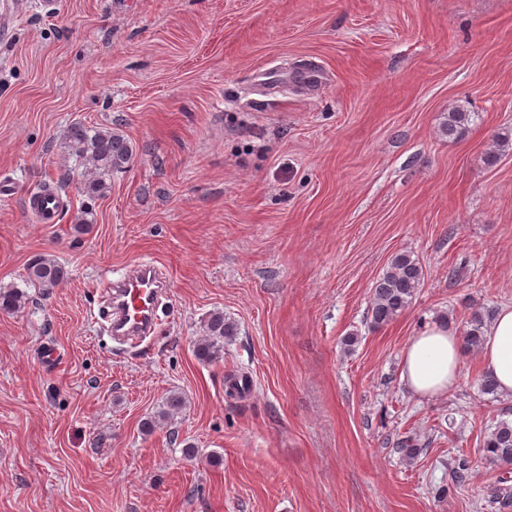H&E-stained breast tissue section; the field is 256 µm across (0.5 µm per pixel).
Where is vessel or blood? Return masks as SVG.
I'll return each mask as SVG.
<instances>
[{
    "mask_svg": "<svg viewBox=\"0 0 512 512\" xmlns=\"http://www.w3.org/2000/svg\"><path fill=\"white\" fill-rule=\"evenodd\" d=\"M58 194L39 195L33 212L40 223H52L59 209ZM166 286L157 267L143 262L120 277L107 280L103 293L110 309L112 333L143 339L155 329L156 309Z\"/></svg>",
    "mask_w": 512,
    "mask_h": 512,
    "instance_id": "b4317fda",
    "label": "vessel or blood"
}]
</instances>
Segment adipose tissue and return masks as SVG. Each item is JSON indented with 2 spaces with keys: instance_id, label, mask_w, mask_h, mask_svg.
<instances>
[{
  "instance_id": "ef3b65f1",
  "label": "adipose tissue",
  "mask_w": 512,
  "mask_h": 512,
  "mask_svg": "<svg viewBox=\"0 0 512 512\" xmlns=\"http://www.w3.org/2000/svg\"><path fill=\"white\" fill-rule=\"evenodd\" d=\"M460 340L448 323H432L406 345L401 379L415 395L436 398L455 386L460 372ZM483 370L501 394L512 396V307L499 310L485 334L480 353Z\"/></svg>"
}]
</instances>
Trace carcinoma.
<instances>
[{"instance_id": "carcinoma-1", "label": "carcinoma", "mask_w": 512, "mask_h": 512, "mask_svg": "<svg viewBox=\"0 0 512 512\" xmlns=\"http://www.w3.org/2000/svg\"><path fill=\"white\" fill-rule=\"evenodd\" d=\"M469 123V113L460 108L448 112L445 131L448 137L462 136ZM65 149L80 162L81 190L90 197H103L112 187V175L122 172L131 160L133 149L128 139L110 127L87 126L76 122L66 135ZM68 277L64 265L52 258L39 257L27 266L26 283L48 291ZM424 278L418 259L401 252L395 254L387 269L372 286L371 323L382 327L393 321L411 303ZM27 294L15 287H0V311L12 312L25 306ZM484 315L475 310L463 333V347L474 350L483 341ZM237 324L224 317V311L214 310L203 324V335L196 342L195 354L203 363L215 362L224 356V341L237 335ZM185 398L179 393L168 395L153 418L143 423L144 430L152 432L159 420H168L182 413ZM484 459L492 465L512 466V421H499L483 441ZM471 470V460L460 456L451 468L456 485H462Z\"/></svg>"}]
</instances>
